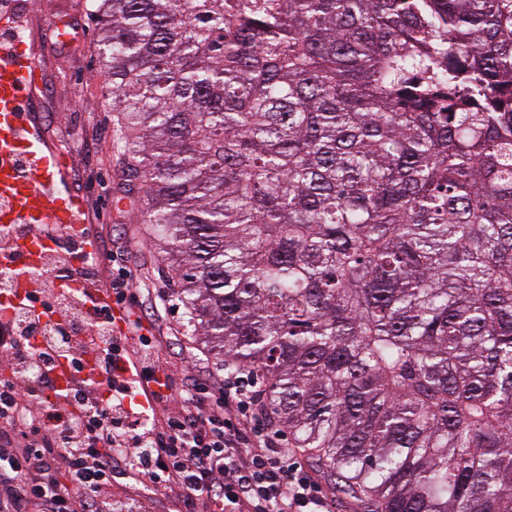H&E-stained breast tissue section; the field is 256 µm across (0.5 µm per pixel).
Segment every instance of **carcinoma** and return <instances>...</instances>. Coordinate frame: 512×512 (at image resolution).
<instances>
[{
	"label": "carcinoma",
	"instance_id": "obj_1",
	"mask_svg": "<svg viewBox=\"0 0 512 512\" xmlns=\"http://www.w3.org/2000/svg\"><path fill=\"white\" fill-rule=\"evenodd\" d=\"M187 331L363 512H512V0H86Z\"/></svg>",
	"mask_w": 512,
	"mask_h": 512
}]
</instances>
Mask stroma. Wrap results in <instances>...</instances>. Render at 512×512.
<instances>
[{"label": "stroma", "mask_w": 512, "mask_h": 512, "mask_svg": "<svg viewBox=\"0 0 512 512\" xmlns=\"http://www.w3.org/2000/svg\"><path fill=\"white\" fill-rule=\"evenodd\" d=\"M86 0H11L24 25L47 37L60 17L70 16L77 31L72 41L41 57L37 75L40 120L44 132L69 155L75 190L86 204V222L104 241L106 256L100 260L99 285L108 287L118 270L130 274L139 292L146 324L164 358L174 371L177 385L189 375L215 382L224 378L220 361L205 344L186 335L184 307L173 296L164 273L165 262L150 245L140 206L116 201L115 188L122 176L114 147V117L102 97L95 21L87 15ZM109 496L120 512H184L176 493L151 494L131 479L114 483Z\"/></svg>", "instance_id": "35a3bbf8"}]
</instances>
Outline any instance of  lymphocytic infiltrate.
Returning <instances> with one entry per match:
<instances>
[{"mask_svg": "<svg viewBox=\"0 0 512 512\" xmlns=\"http://www.w3.org/2000/svg\"><path fill=\"white\" fill-rule=\"evenodd\" d=\"M40 325L34 314L23 328L0 321L9 370L0 379V512H102L99 492L126 478L177 491L192 512H329L306 461L270 427L250 370L225 367L223 397L201 382L180 396L141 318L129 336H114L97 311L66 354L32 348ZM90 352L97 389L82 377ZM131 359L135 381L123 375ZM64 362L71 385L62 392L54 374ZM23 363L37 366L34 378L20 373Z\"/></svg>", "mask_w": 512, "mask_h": 512, "instance_id": "f902f5d3", "label": "lymphocytic infiltrate"}]
</instances>
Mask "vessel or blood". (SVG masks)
Here are the masks:
<instances>
[{"mask_svg":"<svg viewBox=\"0 0 512 512\" xmlns=\"http://www.w3.org/2000/svg\"><path fill=\"white\" fill-rule=\"evenodd\" d=\"M63 30H55L53 41L35 44L15 39L6 49L0 48V223L26 224L27 238L17 242L15 251L25 254L22 262L12 268L19 278L11 297L19 303L32 283L25 278L28 263L40 262L43 253L53 248V241L42 233L45 225L69 231L83 223L84 201L72 192L61 190V180L69 168L67 156L38 136V120L29 110L36 97L37 71L40 57L53 48L54 40L62 39ZM24 160L28 175H21L17 160ZM66 285L83 298L85 310L104 306L108 309L113 334H126L128 315L125 307L112 304L107 291L70 277Z\"/></svg>","mask_w":512,"mask_h":512,"instance_id":"b4317fda","label":"vessel or blood"}]
</instances>
